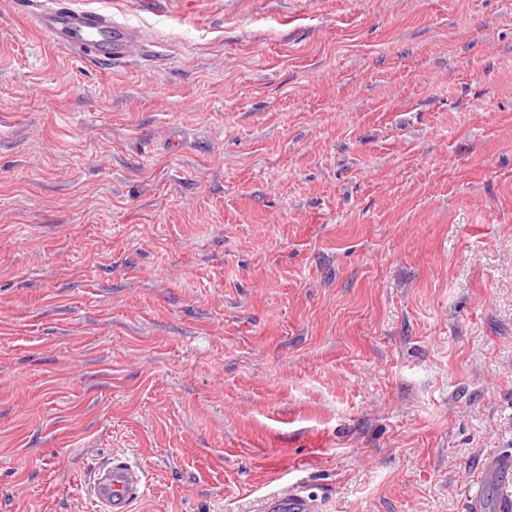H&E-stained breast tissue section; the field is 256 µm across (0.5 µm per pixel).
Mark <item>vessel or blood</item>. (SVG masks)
<instances>
[{
	"instance_id": "obj_1",
	"label": "vessel or blood",
	"mask_w": 512,
	"mask_h": 512,
	"mask_svg": "<svg viewBox=\"0 0 512 512\" xmlns=\"http://www.w3.org/2000/svg\"><path fill=\"white\" fill-rule=\"evenodd\" d=\"M40 32L59 50L94 64L116 65L135 57L138 30L112 14L73 7L71 0H40L32 14ZM143 471L115 459L87 486L96 512H130L146 496ZM253 512H323L314 487L292 483L259 497ZM468 512H512V451L488 453L468 499Z\"/></svg>"
}]
</instances>
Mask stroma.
Here are the masks:
<instances>
[{"instance_id": "obj_1", "label": "stroma", "mask_w": 512, "mask_h": 512, "mask_svg": "<svg viewBox=\"0 0 512 512\" xmlns=\"http://www.w3.org/2000/svg\"><path fill=\"white\" fill-rule=\"evenodd\" d=\"M0 0V512H464L512 448V0ZM40 32L59 50L94 64L116 65L136 56L140 32L112 14L73 7L69 0L30 1ZM144 472L126 460L113 459L100 468L87 486V494L98 512H129L146 496ZM321 496L315 488L292 483L273 489L259 497L253 512H323Z\"/></svg>"}]
</instances>
